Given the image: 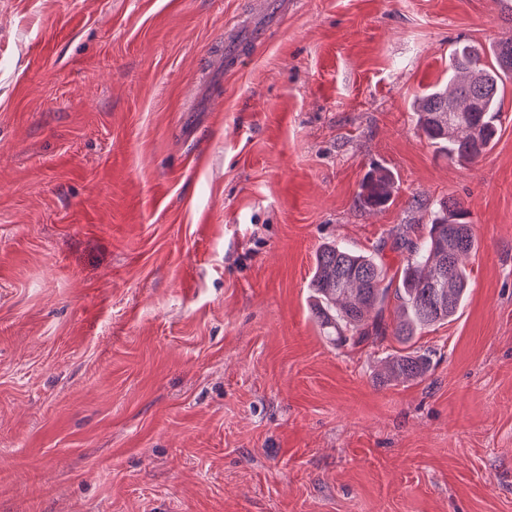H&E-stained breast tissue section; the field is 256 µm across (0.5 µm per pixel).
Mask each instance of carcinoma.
Wrapping results in <instances>:
<instances>
[{
    "mask_svg": "<svg viewBox=\"0 0 512 512\" xmlns=\"http://www.w3.org/2000/svg\"><path fill=\"white\" fill-rule=\"evenodd\" d=\"M507 77H512V40L497 45L489 64L470 45L454 48L448 81L432 85L415 101L418 130L449 161L476 162L496 139ZM396 190L393 172L373 166L361 182L359 203L368 211L382 210ZM467 217L464 205L448 198L429 210L428 223L388 230L371 253L334 244L316 253L310 290L313 316L324 335L335 343L371 346L392 336L404 345L384 357L379 384L410 383L427 373L428 357L411 349V342L424 330L452 321L463 304L471 285L463 260L478 249ZM387 250L402 256L394 271L384 262Z\"/></svg>",
    "mask_w": 512,
    "mask_h": 512,
    "instance_id": "obj_1",
    "label": "carcinoma"
}]
</instances>
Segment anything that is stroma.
Here are the masks:
<instances>
[{
  "label": "stroma",
  "mask_w": 512,
  "mask_h": 512,
  "mask_svg": "<svg viewBox=\"0 0 512 512\" xmlns=\"http://www.w3.org/2000/svg\"><path fill=\"white\" fill-rule=\"evenodd\" d=\"M255 8L0 0V512H512V79L476 163L413 112L512 0ZM450 196L468 295L379 385L400 345L325 339L315 255ZM396 190L393 172L382 166H373L361 182L359 203L368 211L382 210L391 203Z\"/></svg>",
  "instance_id": "1"
}]
</instances>
